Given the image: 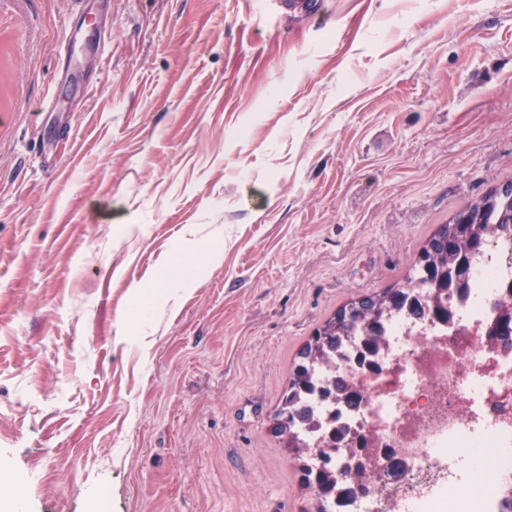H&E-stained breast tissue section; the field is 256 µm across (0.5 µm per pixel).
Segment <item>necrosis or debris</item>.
I'll return each mask as SVG.
<instances>
[{
	"label": "necrosis or debris",
	"mask_w": 512,
	"mask_h": 512,
	"mask_svg": "<svg viewBox=\"0 0 512 512\" xmlns=\"http://www.w3.org/2000/svg\"><path fill=\"white\" fill-rule=\"evenodd\" d=\"M511 284L512 245L492 244L473 258L449 323L400 310L384 324L374 369L357 365L351 342L335 370L318 372L303 398L307 442L326 445L335 429L366 433L403 463L397 474L371 471L369 492L330 502L329 512H498L512 494V349L490 344L487 330ZM338 374L363 392L359 408L320 396Z\"/></svg>",
	"instance_id": "obj_1"
}]
</instances>
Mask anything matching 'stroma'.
<instances>
[{"label": "stroma", "mask_w": 512, "mask_h": 512, "mask_svg": "<svg viewBox=\"0 0 512 512\" xmlns=\"http://www.w3.org/2000/svg\"><path fill=\"white\" fill-rule=\"evenodd\" d=\"M319 3L0 0V512H311L301 348L512 183V0Z\"/></svg>", "instance_id": "obj_1"}]
</instances>
